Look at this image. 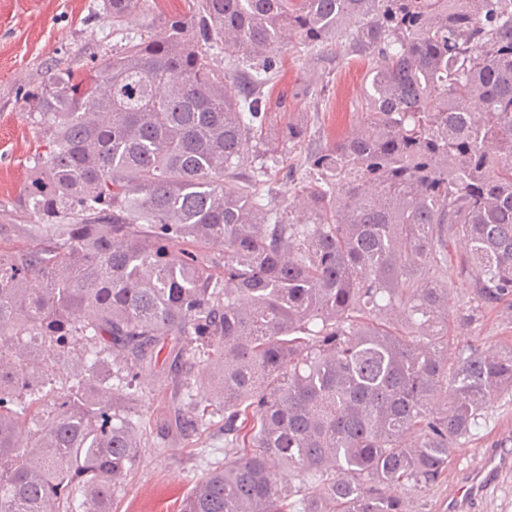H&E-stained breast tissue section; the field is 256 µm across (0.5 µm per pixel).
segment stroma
Masks as SVG:
<instances>
[{"label":"stroma","instance_id":"35a3bbf8","mask_svg":"<svg viewBox=\"0 0 512 512\" xmlns=\"http://www.w3.org/2000/svg\"><path fill=\"white\" fill-rule=\"evenodd\" d=\"M103 0H0V249H21L29 241L28 219L18 209L38 140L27 118L25 96L48 72L111 52L116 43L99 19ZM369 62L346 54L344 45L312 56L285 54V67L270 88L271 98L284 95L295 111L305 113L311 137L332 140L352 124L362 96ZM448 314L456 323L448 355L460 347L512 345V315L505 306L485 310L474 324L463 325L470 289L449 268ZM162 370L145 373L141 412L150 421L151 448L114 500V512H174L194 483L224 461V438L218 430L188 447L167 418ZM512 452V397L496 398L478 434L460 439L448 470L431 489L409 495V512H447L449 491L493 450Z\"/></svg>","mask_w":512,"mask_h":512}]
</instances>
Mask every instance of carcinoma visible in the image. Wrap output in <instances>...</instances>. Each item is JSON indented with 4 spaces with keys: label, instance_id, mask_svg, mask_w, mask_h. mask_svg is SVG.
<instances>
[{
    "label": "carcinoma",
    "instance_id": "cac0c4a2",
    "mask_svg": "<svg viewBox=\"0 0 512 512\" xmlns=\"http://www.w3.org/2000/svg\"><path fill=\"white\" fill-rule=\"evenodd\" d=\"M185 2L104 0L120 45L25 96L41 152L19 204L34 244L0 249V512H112L165 348L189 368L179 432L224 413V465L179 512H407L397 488L435 486L512 393V346L448 366L444 280L462 239V321L512 303V0ZM287 33L376 62L305 174L307 122L271 127L263 93ZM280 175L298 205L261 190Z\"/></svg>",
    "mask_w": 512,
    "mask_h": 512
}]
</instances>
